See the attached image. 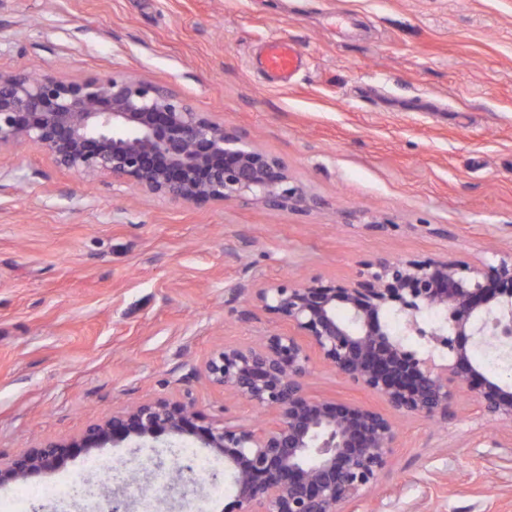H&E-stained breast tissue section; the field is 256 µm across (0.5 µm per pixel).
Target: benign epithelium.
<instances>
[{"instance_id":"1","label":"benign epithelium","mask_w":512,"mask_h":512,"mask_svg":"<svg viewBox=\"0 0 512 512\" xmlns=\"http://www.w3.org/2000/svg\"><path fill=\"white\" fill-rule=\"evenodd\" d=\"M24 145L87 182L110 175L144 195L192 204L251 199L273 209L306 203L276 157L145 77L66 82L0 70V150ZM254 296L293 331L225 345L205 361L203 374L270 412L265 425L210 418L187 396L161 397L0 464V486L109 445L145 448L174 438L224 458L235 488L224 512H346L375 487L399 432L395 420L370 407L308 395L310 346L336 374L401 415L446 419L465 391L481 418L512 426V383L486 376L470 355L487 335L512 344V254L486 267L384 260L349 283L267 282ZM392 308L407 331L447 350L446 363L419 356L391 334L385 315ZM427 311L443 322L421 326ZM132 505L117 490L103 495L99 509L132 512Z\"/></svg>"}]
</instances>
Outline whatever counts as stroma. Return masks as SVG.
I'll return each mask as SVG.
<instances>
[{
  "instance_id": "1",
  "label": "stroma",
  "mask_w": 512,
  "mask_h": 512,
  "mask_svg": "<svg viewBox=\"0 0 512 512\" xmlns=\"http://www.w3.org/2000/svg\"><path fill=\"white\" fill-rule=\"evenodd\" d=\"M300 71L272 85L265 44ZM0 69L67 81L144 76L281 160L300 209L195 205L94 183L33 146L0 151V462L80 434L122 406L190 396L237 424L263 414L200 368L286 320L256 305L269 281L349 282L383 260L512 253V0H0ZM309 395L388 412L312 355ZM355 512H512V429L461 396L444 420L398 419ZM170 448L107 447L112 487L146 485ZM80 461L0 488L41 491ZM154 512H221L231 481L196 477Z\"/></svg>"
}]
</instances>
